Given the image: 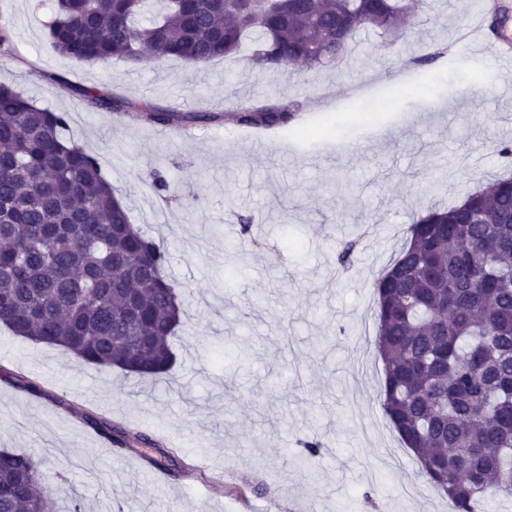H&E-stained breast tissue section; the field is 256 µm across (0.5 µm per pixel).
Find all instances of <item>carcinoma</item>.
Wrapping results in <instances>:
<instances>
[{"instance_id":"carcinoma-1","label":"carcinoma","mask_w":512,"mask_h":512,"mask_svg":"<svg viewBox=\"0 0 512 512\" xmlns=\"http://www.w3.org/2000/svg\"><path fill=\"white\" fill-rule=\"evenodd\" d=\"M426 0H56L48 36L65 56L95 64L177 58L207 64L241 52L280 76L337 66L355 35L410 26ZM58 86L97 110L140 112L185 126L210 115L133 102L95 87ZM304 104L238 102L224 121L289 125ZM68 113L38 107L0 84V324L55 345L96 368L161 378L185 312L166 276L169 252L131 224L99 162L67 140ZM375 347L384 364L380 407L428 483L473 512L471 502L512 497V177L413 218L398 259L372 285ZM84 421L116 448L127 431ZM151 467L192 472L150 438ZM0 512H57L31 455L0 451Z\"/></svg>"}]
</instances>
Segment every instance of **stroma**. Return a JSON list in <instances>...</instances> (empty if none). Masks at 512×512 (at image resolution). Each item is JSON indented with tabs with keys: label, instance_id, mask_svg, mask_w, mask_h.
Wrapping results in <instances>:
<instances>
[{
	"label": "stroma",
	"instance_id": "1",
	"mask_svg": "<svg viewBox=\"0 0 512 512\" xmlns=\"http://www.w3.org/2000/svg\"><path fill=\"white\" fill-rule=\"evenodd\" d=\"M491 14L490 0H428L409 28L359 33L342 64L286 79L242 60L80 62L47 38L53 0H0L12 32L0 83L68 113L66 137L99 160L132 223L167 249L168 276L186 297L175 364L156 381L79 363L0 325V450L39 460L59 512H196L203 494L209 512H448L435 489L410 494L417 460L376 400L384 369L372 283L415 213L512 172L495 149L512 142V65L471 94L477 62L494 54L467 43ZM440 49L436 62L410 66ZM76 86L215 113L288 97L305 102L302 125L328 132L304 140L283 129L256 148L219 120L185 140L136 111L114 122L86 108ZM155 171L174 194L159 208ZM243 212L261 227L257 244L241 239ZM349 240L358 253L345 269L337 255ZM89 413L159 439L196 475L143 466L141 447L115 449L84 423ZM313 439L323 453L308 465ZM224 469L241 494L211 483Z\"/></svg>",
	"mask_w": 512,
	"mask_h": 512
}]
</instances>
